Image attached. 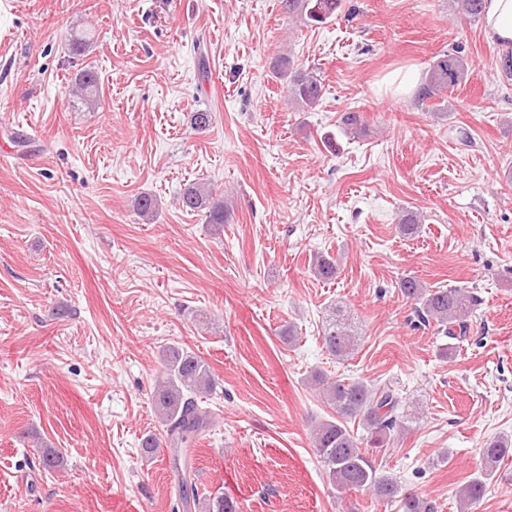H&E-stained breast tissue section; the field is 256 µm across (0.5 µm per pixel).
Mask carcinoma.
<instances>
[{
	"label": "carcinoma",
	"instance_id": "obj_1",
	"mask_svg": "<svg viewBox=\"0 0 512 512\" xmlns=\"http://www.w3.org/2000/svg\"><path fill=\"white\" fill-rule=\"evenodd\" d=\"M281 9L290 17L304 16L311 23H323L337 16L344 0H280ZM461 13L473 20L481 17L483 0H457ZM276 77L284 80L288 98L302 111L314 109L323 97L324 85L316 70L302 69L292 57L281 55L275 66ZM470 62L461 49L440 54L430 64L416 99L425 103L441 99L448 90L461 84L468 76ZM97 74L86 70L76 80V90L86 99L97 94ZM363 118L358 112H345L338 121L339 132L347 138L361 134ZM211 187L202 183L184 189L179 202L190 210L206 211L207 223L222 227L229 209L224 200L213 197ZM337 263L331 257L318 256L312 264L317 277H336ZM401 294L414 302L418 324L435 325L438 332L451 339L466 336L468 319L477 298L467 288H428L417 278L400 279ZM323 341L334 356L343 358L354 348L356 336L341 311L334 312L323 331ZM164 377L159 381L152 403L171 448L173 471L178 479L180 503L185 512L197 500V489L191 479L190 444L212 428V412L203 405V397L213 390V379L207 363L183 348L171 346L164 353ZM321 386V397L333 411L331 418L320 421L312 430V446L324 464L329 479L339 492H368L378 502L398 504V512H435V505L423 496L403 488L394 477L376 468L363 451L366 443L382 448L402 431L404 412L397 393L387 385L374 386L362 381L314 379ZM362 422L365 436L358 438L348 428L351 420ZM512 457V438L497 437L482 448L483 469L459 491L463 512H471L483 499L486 483L497 473L499 464Z\"/></svg>",
	"mask_w": 512,
	"mask_h": 512
}]
</instances>
